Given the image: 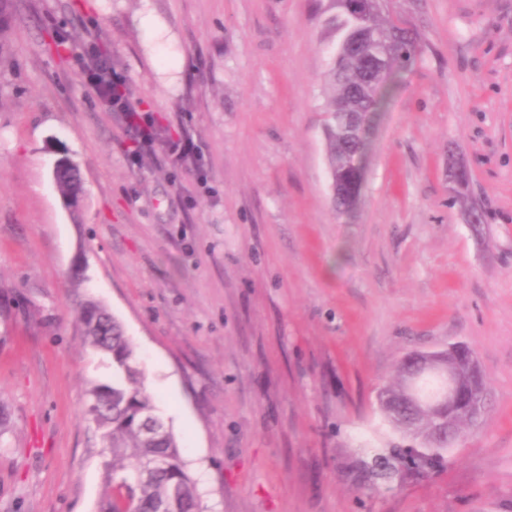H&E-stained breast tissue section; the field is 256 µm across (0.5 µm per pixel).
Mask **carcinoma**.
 Wrapping results in <instances>:
<instances>
[{
    "label": "carcinoma",
    "instance_id": "cac0c4a2",
    "mask_svg": "<svg viewBox=\"0 0 512 512\" xmlns=\"http://www.w3.org/2000/svg\"><path fill=\"white\" fill-rule=\"evenodd\" d=\"M333 14L326 24L337 31L335 51L329 56L326 82L331 89L324 111L326 154L330 174H342L356 152L366 148V128L370 116L383 107L388 91L398 74L410 68L419 55L413 30L383 14L373 3L368 17L377 46L387 58L383 69L367 65L349 45V29L362 20L351 7V0H330ZM358 113L359 122L351 130L337 109ZM59 194L67 199L78 196L80 175L77 164L53 177ZM78 319L85 340L98 353L110 359L112 380L96 384L87 391L85 414L100 432L101 441L112 453L103 462L104 492L98 512H161L173 495L181 498L184 512H202L198 483L183 458L180 442L173 429L158 414L138 368V354L125 335L121 322L104 304L93 299L83 301ZM407 389L404 371L399 383L391 386L396 405L402 407L398 425L406 432H422L435 427L416 406L403 402ZM414 389L420 399H436L444 390V381L432 374L415 379ZM161 424V432L149 436V425ZM453 447L444 435L416 449V456H406L403 448L393 449L394 458L407 465L432 466Z\"/></svg>",
    "mask_w": 512,
    "mask_h": 512
}]
</instances>
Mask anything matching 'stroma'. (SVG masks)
Instances as JSON below:
<instances>
[{
  "instance_id": "35a3bbf8",
  "label": "stroma",
  "mask_w": 512,
  "mask_h": 512,
  "mask_svg": "<svg viewBox=\"0 0 512 512\" xmlns=\"http://www.w3.org/2000/svg\"><path fill=\"white\" fill-rule=\"evenodd\" d=\"M325 5L16 0L0 36V512L97 510L85 402L111 371L84 342L85 298L136 345L204 512H512V0H387L420 52L371 122L347 214L323 132ZM93 47L152 117V151L88 89ZM186 132L198 159L170 162ZM62 158L81 169L75 207L54 187ZM455 342L490 381L483 422L441 464L378 478L376 458L411 443L378 391L409 352Z\"/></svg>"
}]
</instances>
